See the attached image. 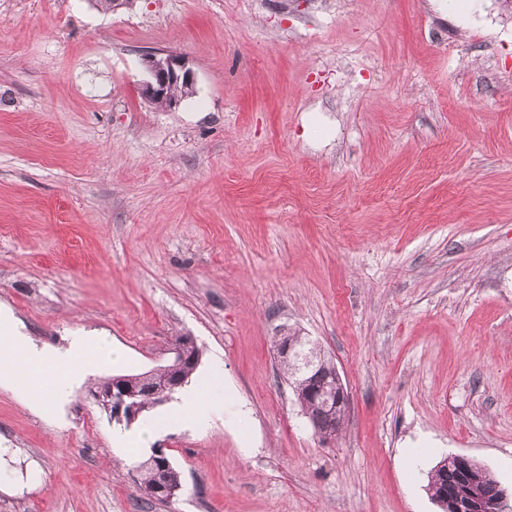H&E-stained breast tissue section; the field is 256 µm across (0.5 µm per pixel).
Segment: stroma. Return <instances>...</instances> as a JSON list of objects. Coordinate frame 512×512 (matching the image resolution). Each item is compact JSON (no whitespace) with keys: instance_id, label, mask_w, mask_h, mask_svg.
Wrapping results in <instances>:
<instances>
[{"instance_id":"stroma-1","label":"stroma","mask_w":512,"mask_h":512,"mask_svg":"<svg viewBox=\"0 0 512 512\" xmlns=\"http://www.w3.org/2000/svg\"><path fill=\"white\" fill-rule=\"evenodd\" d=\"M151 50L190 61L175 108ZM0 308L126 353L46 416L0 389V512H440L452 454L511 491L512 0H0ZM282 328L349 392L330 442ZM178 336L235 397L157 439L161 504L88 392ZM143 65L147 77L139 91L141 97L152 105L170 109L187 94L194 92V72L183 55L152 51L144 55ZM176 88L180 93H174ZM283 336H276L278 339L275 341V348L277 349L278 358H287L290 362H295L300 369V372L304 375L310 374L320 369L319 357L314 350H308L302 342H296L293 338L288 337V334H281ZM294 340V341H293ZM288 361H280V366L283 374L287 377V380L291 382L295 391H299L304 383L312 381L313 375L303 376L296 374L293 367ZM154 457H159V468L157 482L152 489V493L153 495L160 496L170 502L178 496L182 489L181 479L179 476L176 478L173 477L172 462L161 448L156 449ZM149 458L150 457L148 456L146 459L140 461L136 466V471L139 472L141 480L140 485L150 499L164 503L166 501L160 498H154L149 492L156 477L155 468L150 464Z\"/></svg>"}]
</instances>
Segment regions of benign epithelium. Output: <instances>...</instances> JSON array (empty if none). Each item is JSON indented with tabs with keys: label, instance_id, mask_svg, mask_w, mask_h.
I'll return each mask as SVG.
<instances>
[{
	"label": "benign epithelium",
	"instance_id": "7a95c632",
	"mask_svg": "<svg viewBox=\"0 0 512 512\" xmlns=\"http://www.w3.org/2000/svg\"><path fill=\"white\" fill-rule=\"evenodd\" d=\"M146 79L140 84V95L153 105L172 108L187 94L194 92V72L189 61L181 54L168 51H152L143 58ZM277 357L295 362L304 375L320 369L319 357L315 351L307 350L302 342H296L288 335L278 337ZM201 351L190 336L179 337L168 349L169 370L180 369L186 361L200 362ZM332 387V412L343 414L349 408V393L342 384L338 371L327 375ZM184 385L179 379L172 380L166 389L158 390L149 385L134 387V378L115 376L110 390L92 392L91 396L98 407L120 422H134L146 409L145 399L159 404ZM157 482L152 493L170 502L182 489L181 479L173 477L172 462L160 448ZM448 461L458 468L459 485L452 490L443 489L438 504L443 512H512V502L507 491L499 482H494L495 492L484 496L468 488L470 465L474 460L464 455H451Z\"/></svg>",
	"mask_w": 512,
	"mask_h": 512
}]
</instances>
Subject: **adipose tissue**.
<instances>
[{
    "label": "adipose tissue",
    "instance_id": "1",
    "mask_svg": "<svg viewBox=\"0 0 512 512\" xmlns=\"http://www.w3.org/2000/svg\"><path fill=\"white\" fill-rule=\"evenodd\" d=\"M123 358V351L105 336H74L67 346L53 348L37 345L9 323L0 322V387L42 404L66 400L74 384L92 367L118 363ZM223 374V361H215L208 379L181 388L164 415L144 420L132 430L115 431L113 443L120 450L130 446L147 448L171 427L207 429L227 395L220 383Z\"/></svg>",
    "mask_w": 512,
    "mask_h": 512
}]
</instances>
